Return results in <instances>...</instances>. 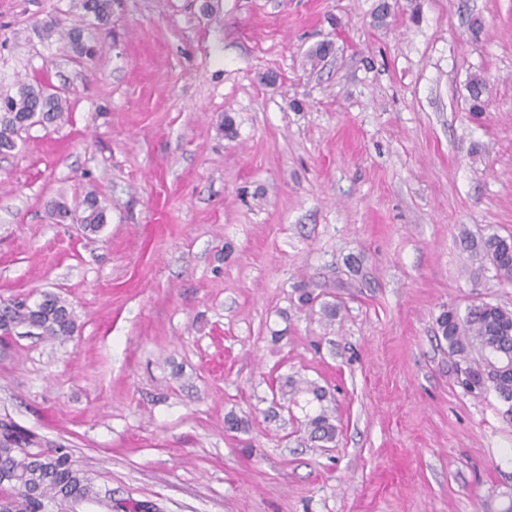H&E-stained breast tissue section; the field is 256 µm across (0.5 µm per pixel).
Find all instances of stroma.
<instances>
[{"label":"stroma","instance_id":"stroma-1","mask_svg":"<svg viewBox=\"0 0 512 512\" xmlns=\"http://www.w3.org/2000/svg\"><path fill=\"white\" fill-rule=\"evenodd\" d=\"M44 74L68 110L0 154V304L50 292L76 329L0 335V421L110 490L77 512L512 506V409L437 326L512 310L460 243L512 235V0H116L106 29L0 0V88ZM91 188L106 224L57 221ZM43 32L46 38H51L55 33L60 34L61 38L66 41L71 51L79 59L86 58L90 60L94 57L95 47L84 40V30L80 27H73L67 31H58L53 24H45ZM307 426L311 437L319 441L331 443L336 437V425L325 409L321 408L316 415L309 417Z\"/></svg>","mask_w":512,"mask_h":512}]
</instances>
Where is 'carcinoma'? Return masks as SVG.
Masks as SVG:
<instances>
[{
  "instance_id": "1",
  "label": "carcinoma",
  "mask_w": 512,
  "mask_h": 512,
  "mask_svg": "<svg viewBox=\"0 0 512 512\" xmlns=\"http://www.w3.org/2000/svg\"><path fill=\"white\" fill-rule=\"evenodd\" d=\"M114 0H79L85 15L98 26H107L112 17ZM79 59L94 57L95 47L84 40V30L73 27L60 32ZM471 108L483 110L489 94L485 79L474 76L468 83ZM67 102L51 91L43 80L19 84L16 92H0V153L13 151L18 132L33 123H53L63 117ZM81 214L76 220L85 229L97 230L106 222L95 190L85 193L78 202ZM473 260L490 263L500 279L512 281V237L497 233L478 241L465 240ZM32 326L48 338L70 336L75 322L64 300L47 294L31 306L25 300L12 301L0 308V332L8 335L17 326ZM438 332L448 344L461 384L469 391H494L512 410V311L489 302L470 305L465 315L450 307L438 318ZM314 439L331 443L336 425L326 410L307 421ZM26 435L15 426L0 425V512H70L72 505L86 500L106 502L110 499L83 470L75 467L68 452L57 448L49 453L25 450Z\"/></svg>"
}]
</instances>
